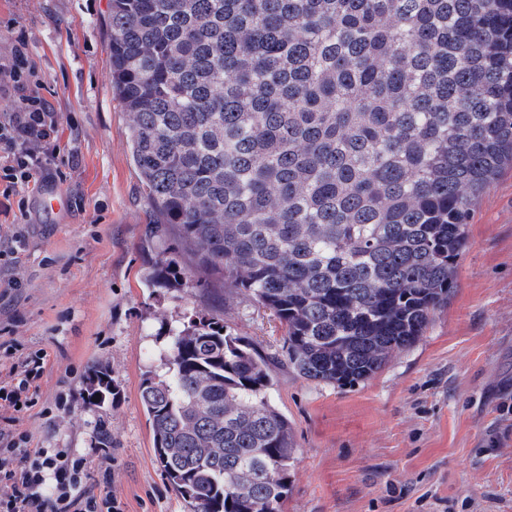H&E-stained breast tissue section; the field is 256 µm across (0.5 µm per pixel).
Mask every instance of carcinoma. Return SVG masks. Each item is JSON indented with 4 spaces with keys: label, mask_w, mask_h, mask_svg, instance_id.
I'll return each instance as SVG.
<instances>
[{
    "label": "carcinoma",
    "mask_w": 512,
    "mask_h": 512,
    "mask_svg": "<svg viewBox=\"0 0 512 512\" xmlns=\"http://www.w3.org/2000/svg\"><path fill=\"white\" fill-rule=\"evenodd\" d=\"M106 23L143 249L173 240L141 278L225 282L285 329L275 357L205 313L169 329L141 381L156 461L190 512H279L273 367L363 383L457 288L471 205L512 165V0H109ZM263 464L265 489L236 484Z\"/></svg>",
    "instance_id": "cac0c4a2"
}]
</instances>
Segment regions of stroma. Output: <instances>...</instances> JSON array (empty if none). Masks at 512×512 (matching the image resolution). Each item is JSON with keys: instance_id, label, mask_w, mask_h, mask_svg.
I'll return each mask as SVG.
<instances>
[{"instance_id": "obj_1", "label": "stroma", "mask_w": 512, "mask_h": 512, "mask_svg": "<svg viewBox=\"0 0 512 512\" xmlns=\"http://www.w3.org/2000/svg\"><path fill=\"white\" fill-rule=\"evenodd\" d=\"M107 0H0V45L18 34L57 116L49 170L0 215V382L18 359L44 369L30 408L0 430L89 461L85 488L118 512H189L155 460L140 384L164 374L168 329L203 312L264 354L270 312L221 283H141L153 213L112 94ZM49 192L66 204L43 203ZM458 288L423 336L372 378L338 387L276 372L272 402L293 424L297 461L280 512H512V168L474 201ZM101 363L114 404L84 403ZM112 447L96 444L97 427Z\"/></svg>"}]
</instances>
